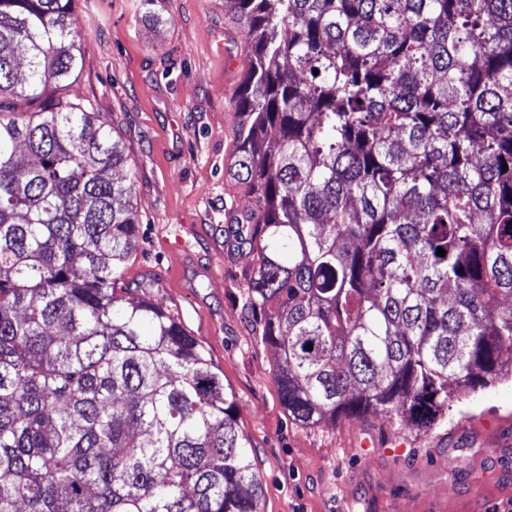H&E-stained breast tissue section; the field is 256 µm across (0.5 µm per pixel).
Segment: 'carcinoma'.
Instances as JSON below:
<instances>
[{
	"label": "carcinoma",
	"instance_id": "carcinoma-1",
	"mask_svg": "<svg viewBox=\"0 0 512 512\" xmlns=\"http://www.w3.org/2000/svg\"><path fill=\"white\" fill-rule=\"evenodd\" d=\"M224 3L288 416L425 434L512 378V0ZM81 36L73 0H0V512H260L235 394L123 282L136 174L62 95Z\"/></svg>",
	"mask_w": 512,
	"mask_h": 512
}]
</instances>
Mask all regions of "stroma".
<instances>
[{"mask_svg": "<svg viewBox=\"0 0 512 512\" xmlns=\"http://www.w3.org/2000/svg\"><path fill=\"white\" fill-rule=\"evenodd\" d=\"M75 7L82 67L66 92L113 127L137 174L139 235L124 280H154L150 298L234 392L262 512H468L475 499L512 512V381L457 396L447 425L420 436L372 413L319 429L289 419L248 302L255 255L233 238L252 199L226 173L243 79L226 57L249 49L224 0H161L159 24L141 0Z\"/></svg>", "mask_w": 512, "mask_h": 512, "instance_id": "stroma-1", "label": "stroma"}]
</instances>
